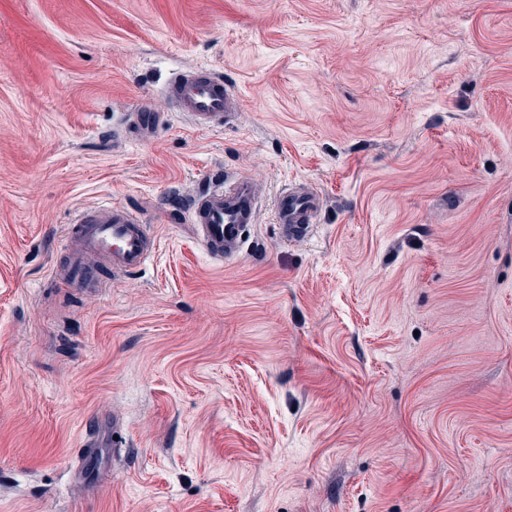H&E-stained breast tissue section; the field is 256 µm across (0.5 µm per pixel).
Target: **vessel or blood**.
Returning <instances> with one entry per match:
<instances>
[{
    "instance_id": "obj_1",
    "label": "vessel or blood",
    "mask_w": 512,
    "mask_h": 512,
    "mask_svg": "<svg viewBox=\"0 0 512 512\" xmlns=\"http://www.w3.org/2000/svg\"><path fill=\"white\" fill-rule=\"evenodd\" d=\"M165 95L176 111L194 124L214 125L233 121L239 110L234 88L215 74L195 69L180 73L165 87ZM257 188L248 177L218 180L184 207V219L193 224L197 239L217 263L239 257L247 234L257 221ZM322 200L313 190L291 188L275 202L281 236L293 239L315 224ZM155 252V243L143 221L125 206L109 204L78 213L65 238L62 259L52 277L64 288L96 291L104 282L89 257L105 261L118 274L143 270Z\"/></svg>"
}]
</instances>
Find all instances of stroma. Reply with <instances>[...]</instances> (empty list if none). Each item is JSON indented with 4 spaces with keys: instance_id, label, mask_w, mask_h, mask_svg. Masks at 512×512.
Wrapping results in <instances>:
<instances>
[{
    "instance_id": "stroma-1",
    "label": "stroma",
    "mask_w": 512,
    "mask_h": 512,
    "mask_svg": "<svg viewBox=\"0 0 512 512\" xmlns=\"http://www.w3.org/2000/svg\"><path fill=\"white\" fill-rule=\"evenodd\" d=\"M193 68L233 123L171 111ZM216 169L259 189L221 265L181 213ZM107 202L152 261L55 285ZM0 512H512V0H0ZM165 95L176 112H184L194 125L227 124L239 112L235 89L203 69L180 73L168 82ZM322 210L321 197L306 188H288L275 202L276 224L281 237L293 239L306 234Z\"/></svg>"
}]
</instances>
